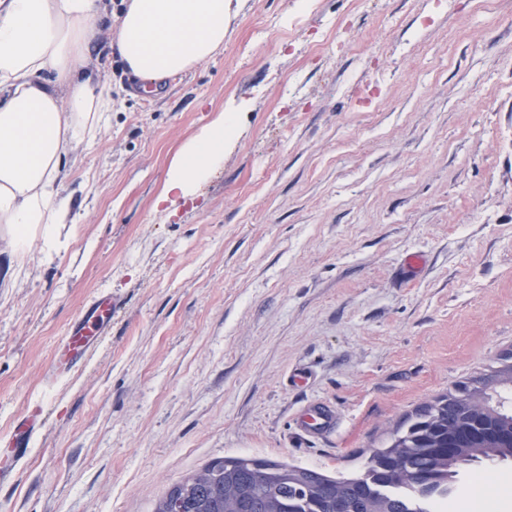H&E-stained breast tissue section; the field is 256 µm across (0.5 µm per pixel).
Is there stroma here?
I'll return each mask as SVG.
<instances>
[{"instance_id": "35a3bbf8", "label": "stroma", "mask_w": 512, "mask_h": 512, "mask_svg": "<svg viewBox=\"0 0 512 512\" xmlns=\"http://www.w3.org/2000/svg\"><path fill=\"white\" fill-rule=\"evenodd\" d=\"M300 4L230 0L223 51L154 95L93 49L112 122L67 160L78 221L58 251L0 238V448L46 413L0 512H152L224 457L357 475L406 415L512 350V0ZM342 20V44L312 54ZM223 110V166L155 208ZM411 252L427 265L408 278ZM97 291L119 302L111 334L47 384ZM312 401L336 432L300 435ZM479 477L512 512V460L462 466L457 497Z\"/></svg>"}]
</instances>
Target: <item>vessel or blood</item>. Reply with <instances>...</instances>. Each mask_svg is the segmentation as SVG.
Here are the masks:
<instances>
[{
	"label": "vessel or blood",
	"instance_id": "obj_1",
	"mask_svg": "<svg viewBox=\"0 0 512 512\" xmlns=\"http://www.w3.org/2000/svg\"><path fill=\"white\" fill-rule=\"evenodd\" d=\"M117 301L108 292L92 297L70 323L62 337L50 377L79 370L94 355L99 341L112 328V310ZM340 423L336 409L325 403H311L297 417L299 430L308 436H324L335 432ZM44 426L42 407L29 409L17 418L9 433L7 447L0 452V491L12 487L20 464L27 458L33 437Z\"/></svg>",
	"mask_w": 512,
	"mask_h": 512
}]
</instances>
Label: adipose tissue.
<instances>
[{"label":"adipose tissue","mask_w":512,"mask_h":512,"mask_svg":"<svg viewBox=\"0 0 512 512\" xmlns=\"http://www.w3.org/2000/svg\"><path fill=\"white\" fill-rule=\"evenodd\" d=\"M228 0H123L116 27L99 21L98 0H0V230L17 249L71 223L61 194L65 159L94 144L110 121L112 97L84 76L93 45H116L142 88L213 59L224 47ZM218 115L178 150L156 207L190 197L224 162Z\"/></svg>","instance_id":"obj_1"}]
</instances>
